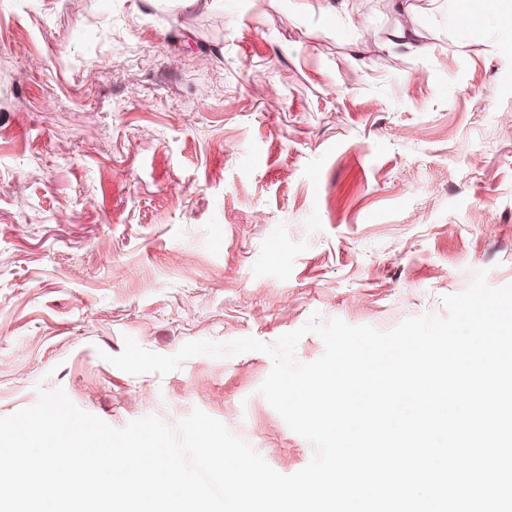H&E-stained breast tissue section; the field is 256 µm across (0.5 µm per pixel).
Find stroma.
Returning a JSON list of instances; mask_svg holds the SVG:
<instances>
[{"instance_id": "35a3bbf8", "label": "stroma", "mask_w": 512, "mask_h": 512, "mask_svg": "<svg viewBox=\"0 0 512 512\" xmlns=\"http://www.w3.org/2000/svg\"><path fill=\"white\" fill-rule=\"evenodd\" d=\"M374 30L365 45L358 26ZM419 50L393 46L396 28ZM279 96L262 98L260 86ZM512 284V28L455 0H0V417L63 388L116 428L201 409L275 471L312 445L265 353L166 375L125 337L386 331Z\"/></svg>"}]
</instances>
